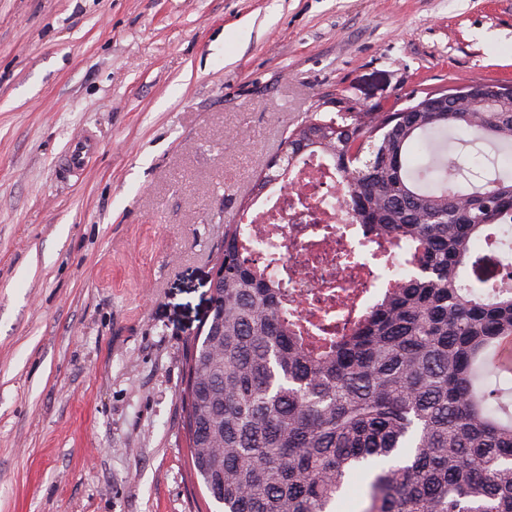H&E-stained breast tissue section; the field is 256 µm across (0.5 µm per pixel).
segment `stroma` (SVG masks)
Listing matches in <instances>:
<instances>
[{
  "instance_id": "35a3bbf8",
  "label": "stroma",
  "mask_w": 512,
  "mask_h": 512,
  "mask_svg": "<svg viewBox=\"0 0 512 512\" xmlns=\"http://www.w3.org/2000/svg\"><path fill=\"white\" fill-rule=\"evenodd\" d=\"M478 79L512 0H0V512H218L181 390L225 225L323 99ZM96 148V141L89 132L74 138L66 152L62 166L69 172H78L85 168Z\"/></svg>"
}]
</instances>
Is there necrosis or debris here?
<instances>
[{
    "mask_svg": "<svg viewBox=\"0 0 512 512\" xmlns=\"http://www.w3.org/2000/svg\"><path fill=\"white\" fill-rule=\"evenodd\" d=\"M294 173V190L272 184L241 222L252 254L286 289L304 334L339 336L361 319L379 286L401 278L404 254L365 235L330 159L307 157Z\"/></svg>",
    "mask_w": 512,
    "mask_h": 512,
    "instance_id": "1",
    "label": "necrosis or debris"
}]
</instances>
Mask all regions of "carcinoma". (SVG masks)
<instances>
[{"instance_id":"1","label":"carcinoma","mask_w":512,"mask_h":512,"mask_svg":"<svg viewBox=\"0 0 512 512\" xmlns=\"http://www.w3.org/2000/svg\"><path fill=\"white\" fill-rule=\"evenodd\" d=\"M350 107L293 128L297 152L329 154L367 232L403 245L415 272L344 336L314 342L285 290L224 231V335L189 345L184 427L191 463L223 512H512V379L493 373L512 337V289L472 284L474 242L512 246V176H448V135L512 151V95L499 112L451 103L417 112Z\"/></svg>"}]
</instances>
